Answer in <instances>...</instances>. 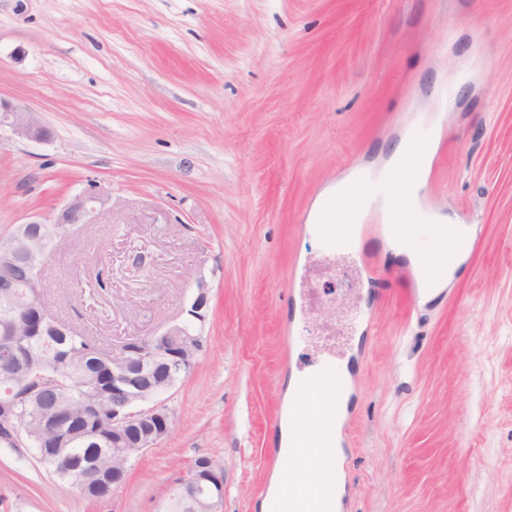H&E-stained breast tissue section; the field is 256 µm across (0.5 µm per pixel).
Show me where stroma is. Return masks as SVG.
Listing matches in <instances>:
<instances>
[{
	"label": "stroma",
	"mask_w": 512,
	"mask_h": 512,
	"mask_svg": "<svg viewBox=\"0 0 512 512\" xmlns=\"http://www.w3.org/2000/svg\"><path fill=\"white\" fill-rule=\"evenodd\" d=\"M0 233L94 181L112 221L57 241L43 300L111 342L175 320L203 279L207 344L167 393L168 436L90 502L0 448V512H159L200 456L224 512H260L291 373L377 334L343 427L342 512H512V0H0ZM448 126L429 208L484 231L448 290L373 291L303 226L408 130ZM306 341L286 349L293 318ZM0 128H8L20 138L42 141L49 136L48 127L37 112L0 98Z\"/></svg>",
	"instance_id": "1"
}]
</instances>
